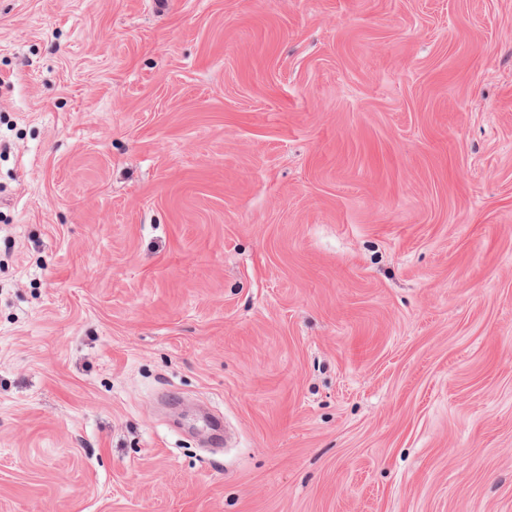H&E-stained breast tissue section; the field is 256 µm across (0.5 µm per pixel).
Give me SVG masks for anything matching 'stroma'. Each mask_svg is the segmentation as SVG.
I'll return each mask as SVG.
<instances>
[{
    "instance_id": "35a3bbf8",
    "label": "stroma",
    "mask_w": 512,
    "mask_h": 512,
    "mask_svg": "<svg viewBox=\"0 0 512 512\" xmlns=\"http://www.w3.org/2000/svg\"><path fill=\"white\" fill-rule=\"evenodd\" d=\"M0 512H512V0H0Z\"/></svg>"
}]
</instances>
